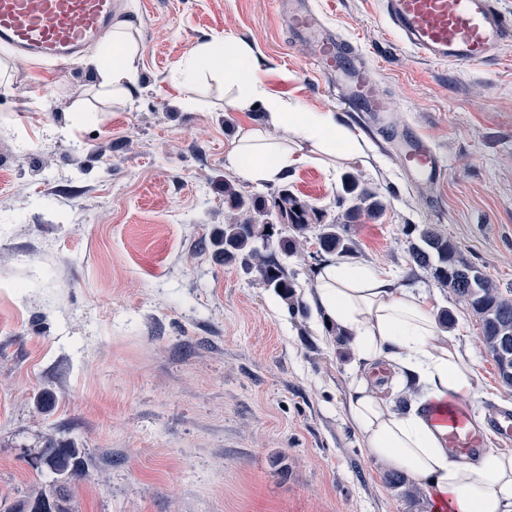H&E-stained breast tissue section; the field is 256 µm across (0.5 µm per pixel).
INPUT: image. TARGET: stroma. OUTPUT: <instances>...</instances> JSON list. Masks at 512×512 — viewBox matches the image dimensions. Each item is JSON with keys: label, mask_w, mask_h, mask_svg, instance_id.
Masks as SVG:
<instances>
[{"label": "stroma", "mask_w": 512, "mask_h": 512, "mask_svg": "<svg viewBox=\"0 0 512 512\" xmlns=\"http://www.w3.org/2000/svg\"><path fill=\"white\" fill-rule=\"evenodd\" d=\"M394 98L398 125L425 134L447 164L411 184L392 136L363 130L291 44L272 0H125L143 49L131 102L101 98L83 60L10 64L0 89V507L37 492L70 512H433L390 484L347 417L354 357L309 305L288 311L257 272L225 264L226 155L262 108L228 111L224 89L189 90L173 70L196 45L244 44L269 91L338 114L364 157L293 168L294 194L340 217L347 176L377 191L353 221L356 261L450 311L449 341L480 379L471 414L512 408L477 318L411 264L432 225L502 291L512 290V46L496 62L423 60L387 26L378 0H312ZM73 441L96 468L64 484L32 463Z\"/></svg>", "instance_id": "stroma-1"}]
</instances>
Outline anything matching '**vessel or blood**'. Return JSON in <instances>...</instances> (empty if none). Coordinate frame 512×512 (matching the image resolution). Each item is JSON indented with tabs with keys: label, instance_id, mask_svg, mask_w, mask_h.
<instances>
[{
	"label": "vessel or blood",
	"instance_id": "vessel-or-blood-1",
	"mask_svg": "<svg viewBox=\"0 0 512 512\" xmlns=\"http://www.w3.org/2000/svg\"><path fill=\"white\" fill-rule=\"evenodd\" d=\"M291 32L311 44L322 79L336 88L348 107L368 112L390 128L394 105L376 90L369 62L328 27L309 0H275ZM123 0H0V45L15 58L61 65L81 56L112 33ZM384 18L419 56L460 67L497 60L512 46V13L500 0H383ZM400 153L411 183L434 184L446 162L433 145L410 129L401 131ZM446 446L460 457L480 454L488 437L512 438V410L490 409L475 424L465 408L449 405Z\"/></svg>",
	"mask_w": 512,
	"mask_h": 512
}]
</instances>
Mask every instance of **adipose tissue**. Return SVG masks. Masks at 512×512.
<instances>
[{"label": "adipose tissue", "instance_id": "obj_1", "mask_svg": "<svg viewBox=\"0 0 512 512\" xmlns=\"http://www.w3.org/2000/svg\"><path fill=\"white\" fill-rule=\"evenodd\" d=\"M141 54L130 25L117 24L110 48L89 61L103 96L130 101ZM174 77L186 87L217 81L229 110L262 105V125L242 133L227 157L246 180L272 183L303 161L348 162L364 154L363 143L335 113L310 112L271 93L244 46L197 45L178 63ZM277 130L285 131L284 139L274 138ZM307 300L355 357L347 412L369 455L407 473L429 501L449 512H512V451L489 448L471 459L455 457L443 440L445 425L430 411L438 403L475 398L479 380L467 353L449 343L421 293L367 264L329 256L316 266ZM380 366L392 374L382 387L371 376ZM408 384L419 391L407 407L398 408L395 396Z\"/></svg>", "mask_w": 512, "mask_h": 512}]
</instances>
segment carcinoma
Returning a JSON list of instances; mask_svg holds the SVG:
<instances>
[{"label":"carcinoma","mask_w":512,"mask_h":512,"mask_svg":"<svg viewBox=\"0 0 512 512\" xmlns=\"http://www.w3.org/2000/svg\"><path fill=\"white\" fill-rule=\"evenodd\" d=\"M345 192L351 206L347 220L360 212L380 209L381 201L353 175L347 177ZM224 205L230 209L228 222L217 240L224 263L236 264L259 273L263 284L278 293L289 308H294L295 283L288 277L278 255L296 252L307 241L313 221L319 215L298 199L288 186H281L270 197L246 196L229 180L224 181ZM316 234L319 250L338 257H349L356 251L351 225L319 224ZM409 257L415 265L431 271L437 283L448 294L465 303L480 323V339L484 352L494 361L503 386L512 387V298L476 264L464 259L455 243L433 226L418 231L410 244ZM39 463L47 466L57 478L76 481L89 468L81 451L64 439L50 442L42 451ZM19 512H65L47 495L30 499Z\"/></svg>","instance_id":"1"}]
</instances>
